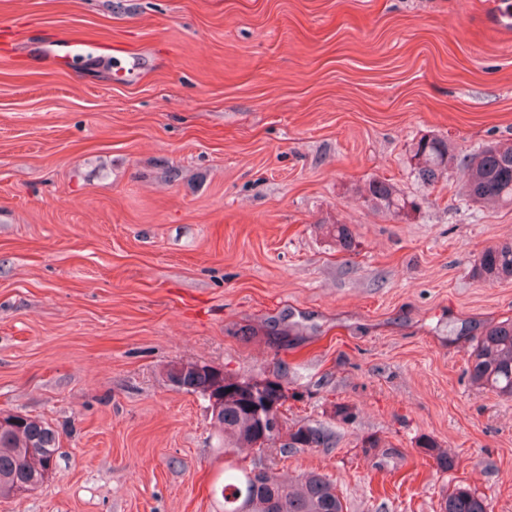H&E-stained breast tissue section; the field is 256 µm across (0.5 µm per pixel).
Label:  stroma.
Returning a JSON list of instances; mask_svg holds the SVG:
<instances>
[{"mask_svg": "<svg viewBox=\"0 0 512 512\" xmlns=\"http://www.w3.org/2000/svg\"><path fill=\"white\" fill-rule=\"evenodd\" d=\"M498 2L0 0L23 29L0 56V411L60 441L0 512H219L206 403L166 379L182 362L278 378L288 421L336 445L269 462L329 476L347 512H440L459 486L512 512V399L467 373L512 320V280L472 270L512 208L426 190L411 159L424 135L461 159L512 143ZM53 28L97 54L58 62ZM373 177L421 209H373Z\"/></svg>", "mask_w": 512, "mask_h": 512, "instance_id": "stroma-1", "label": "stroma"}]
</instances>
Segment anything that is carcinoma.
Wrapping results in <instances>:
<instances>
[{"mask_svg":"<svg viewBox=\"0 0 512 512\" xmlns=\"http://www.w3.org/2000/svg\"><path fill=\"white\" fill-rule=\"evenodd\" d=\"M413 171L431 187L448 177L456 163L445 137L424 135L412 144ZM370 206L393 215L418 210L419 204L386 179L371 178L360 190ZM458 193L474 204L512 206V144H490L464 163ZM327 235L344 251L352 250L354 235L345 224H329ZM474 275L489 283L512 279V240L483 249ZM469 377L476 386L499 396L512 397V321L487 328L469 354ZM182 390L205 400L216 398L220 409L210 412V424L224 452L222 512H344L336 486L325 475L304 473L294 482L268 469L256 485L248 466L233 461L239 452L261 451L260 419L282 420L288 431V450L330 448L331 432L308 423L288 424L280 409L288 395L277 379H243L199 365L183 377ZM438 467L448 470L455 459L433 441L424 443ZM59 448L58 435L45 420L21 413L0 412V497L36 489L51 470ZM441 512H491L490 503L469 489L458 487L445 497Z\"/></svg>","mask_w":512,"mask_h":512,"instance_id":"obj_1","label":"carcinoma"}]
</instances>
